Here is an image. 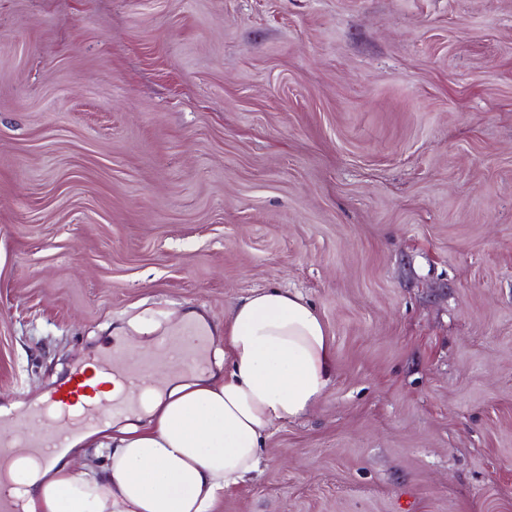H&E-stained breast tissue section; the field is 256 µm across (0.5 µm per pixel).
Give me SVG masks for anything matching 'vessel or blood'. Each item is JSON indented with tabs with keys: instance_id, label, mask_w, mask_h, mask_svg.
Segmentation results:
<instances>
[{
	"instance_id": "obj_1",
	"label": "vessel or blood",
	"mask_w": 512,
	"mask_h": 512,
	"mask_svg": "<svg viewBox=\"0 0 512 512\" xmlns=\"http://www.w3.org/2000/svg\"><path fill=\"white\" fill-rule=\"evenodd\" d=\"M205 353L202 340L191 341L181 333L159 342L141 360H127L117 352L95 357L44 393L31 409L22 434L14 430L12 414L0 411V484L10 481L18 459L49 464L70 441L95 428L108 414L135 407L154 386L156 363L182 371L202 365Z\"/></svg>"
}]
</instances>
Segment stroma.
<instances>
[{
	"instance_id": "1",
	"label": "stroma",
	"mask_w": 512,
	"mask_h": 512,
	"mask_svg": "<svg viewBox=\"0 0 512 512\" xmlns=\"http://www.w3.org/2000/svg\"><path fill=\"white\" fill-rule=\"evenodd\" d=\"M273 286L336 376L214 512H512V0H0V405Z\"/></svg>"
}]
</instances>
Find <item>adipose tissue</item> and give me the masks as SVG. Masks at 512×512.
Listing matches in <instances>:
<instances>
[{
    "mask_svg": "<svg viewBox=\"0 0 512 512\" xmlns=\"http://www.w3.org/2000/svg\"><path fill=\"white\" fill-rule=\"evenodd\" d=\"M199 325L223 375L164 380L140 425L88 432L72 448L107 449L99 469L58 457L20 481L24 512H212L226 490L258 471L270 430L300 419L336 374L328 331L304 297L263 288L223 326Z\"/></svg>",
    "mask_w": 512,
    "mask_h": 512,
    "instance_id": "adipose-tissue-1",
    "label": "adipose tissue"
}]
</instances>
